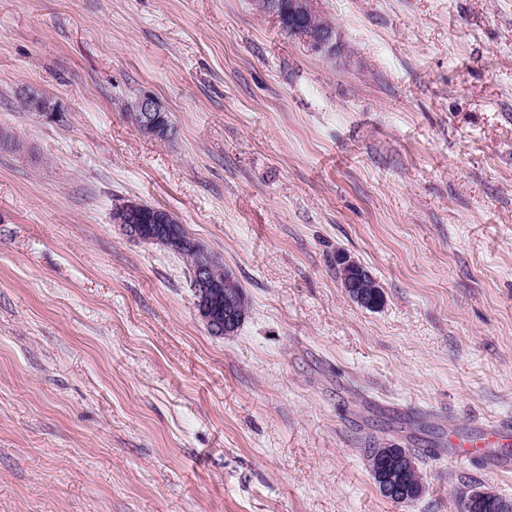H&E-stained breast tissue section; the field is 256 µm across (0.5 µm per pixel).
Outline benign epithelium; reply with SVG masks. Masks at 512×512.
Returning a JSON list of instances; mask_svg holds the SVG:
<instances>
[{
    "mask_svg": "<svg viewBox=\"0 0 512 512\" xmlns=\"http://www.w3.org/2000/svg\"><path fill=\"white\" fill-rule=\"evenodd\" d=\"M318 15L314 0H288V33L302 39L311 53L332 59L341 55L343 44L337 30L309 24V20ZM25 102L31 110L49 119L53 120L59 116L58 105L35 92L25 94ZM135 107L139 112L138 130L141 133L156 135L162 130L168 135L174 132V127L169 123L165 128H160L163 108L154 96H140L135 102ZM114 220L130 235L146 242L166 241L178 234L169 212L160 209L148 212L142 203L134 199L126 200L117 209ZM184 245L194 254V288L200 315L213 334L221 336L234 333L245 317L246 307L243 299L238 294L224 292V289L215 283L212 271L218 261L213 255L191 240L184 242ZM340 269L342 284L348 295L360 305L376 306L375 302L367 299L363 291L365 284L373 280L369 272L345 255L340 258ZM370 467L382 496L391 498L401 491L396 469L383 468L373 461L370 462Z\"/></svg>",
    "mask_w": 512,
    "mask_h": 512,
    "instance_id": "7a95c632",
    "label": "benign epithelium"
}]
</instances>
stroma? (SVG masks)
I'll return each instance as SVG.
<instances>
[{"label":"stroma","instance_id":"obj_1","mask_svg":"<svg viewBox=\"0 0 512 512\" xmlns=\"http://www.w3.org/2000/svg\"><path fill=\"white\" fill-rule=\"evenodd\" d=\"M316 7L337 58L256 0H0V512L512 502V470L448 457L512 420V0ZM146 93L174 136L127 117ZM119 197L234 272V335ZM376 445L415 450L419 499L379 493ZM150 208L149 205L144 204ZM144 205L135 199H127L115 213V223L121 224L124 230L135 238L146 242H161L172 239L174 235L178 234V230L172 224H176L179 228L180 236L172 239L167 245L172 251L180 255L183 260H186L187 265L190 266L192 256L183 250L181 244L182 239L187 238L182 225L176 219L173 220L168 211L154 209L147 211ZM175 221V223H174ZM191 269V266H190ZM340 269L342 270V284L348 295L354 299L358 304L378 308L377 303H381V299L375 302L372 299L382 296V288L374 281L366 288L365 283L372 281L374 278L369 272L359 263L352 260L350 257L342 255L340 258ZM365 289L370 301L367 299L366 293L362 290Z\"/></svg>","mask_w":512,"mask_h":512}]
</instances>
